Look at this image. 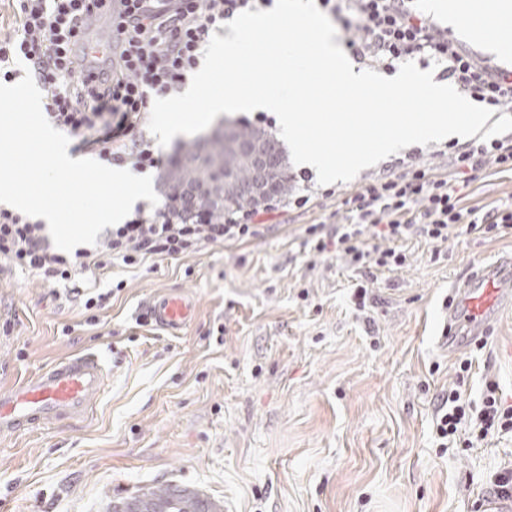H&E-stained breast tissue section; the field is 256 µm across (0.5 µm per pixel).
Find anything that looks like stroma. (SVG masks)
Masks as SVG:
<instances>
[{"label": "stroma", "mask_w": 512, "mask_h": 512, "mask_svg": "<svg viewBox=\"0 0 512 512\" xmlns=\"http://www.w3.org/2000/svg\"><path fill=\"white\" fill-rule=\"evenodd\" d=\"M361 183L336 182L333 196L268 218L249 240L114 266L98 287H125L96 326L40 277L0 275V322H12L1 392L78 351L107 355L109 372L86 418L0 437V512H103L106 498L168 482L224 512H480L494 473L512 466V434L446 450L436 411L455 388L481 401L489 381L512 404V311L487 343L454 356L439 321L451 288L512 255V233L404 241L406 265L369 281L361 310L355 272L303 246L305 226L330 221ZM505 202L510 172L464 200ZM170 290L196 304L176 336L137 315L143 297Z\"/></svg>", "instance_id": "35a3bbf8"}]
</instances>
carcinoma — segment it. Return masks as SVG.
<instances>
[{"label":"carcinoma","mask_w":512,"mask_h":512,"mask_svg":"<svg viewBox=\"0 0 512 512\" xmlns=\"http://www.w3.org/2000/svg\"><path fill=\"white\" fill-rule=\"evenodd\" d=\"M279 180L273 195L285 197L294 190L286 157H281ZM251 167L246 160L224 148H205L199 141H190L182 148L166 171L165 186L176 183L194 191V202L185 208L177 204L181 215L191 217L207 213L212 220L222 221L236 210L254 204L236 194L235 185L248 179ZM153 500L152 512H221V506L197 490L166 483L142 489Z\"/></svg>","instance_id":"1"}]
</instances>
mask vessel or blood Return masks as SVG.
Wrapping results in <instances>:
<instances>
[{
  "mask_svg": "<svg viewBox=\"0 0 512 512\" xmlns=\"http://www.w3.org/2000/svg\"><path fill=\"white\" fill-rule=\"evenodd\" d=\"M507 310H512L511 258L480 266L462 286L452 289L442 328L449 354L483 344ZM194 312L192 301L179 292L156 294L139 305L144 322L173 334L190 323ZM107 378V367L96 354L80 351L62 358L0 393V437L32 430L52 419L84 417Z\"/></svg>",
  "mask_w": 512,
  "mask_h": 512,
  "instance_id": "1",
  "label": "vessel or blood"
}]
</instances>
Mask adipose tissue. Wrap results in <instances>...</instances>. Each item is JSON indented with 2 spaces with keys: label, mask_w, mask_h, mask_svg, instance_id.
Here are the masks:
<instances>
[{
  "label": "adipose tissue",
  "mask_w": 512,
  "mask_h": 512,
  "mask_svg": "<svg viewBox=\"0 0 512 512\" xmlns=\"http://www.w3.org/2000/svg\"><path fill=\"white\" fill-rule=\"evenodd\" d=\"M433 7L447 13L449 24L456 28L493 25L500 36L489 42V50L512 40V0H434Z\"/></svg>",
  "instance_id": "ef3b65f1"
}]
</instances>
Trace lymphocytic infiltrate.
<instances>
[{
	"label": "lymphocytic infiltrate",
	"mask_w": 512,
	"mask_h": 512,
	"mask_svg": "<svg viewBox=\"0 0 512 512\" xmlns=\"http://www.w3.org/2000/svg\"><path fill=\"white\" fill-rule=\"evenodd\" d=\"M14 27L0 38V79L18 75L14 60L26 61L45 98V114L74 141V151L136 173L160 169L163 153L145 132L152 95L182 93L199 68L212 35L245 10L273 7L275 0H11ZM339 21L354 62L395 73L400 63L419 60L439 66L441 78L480 106L512 109V78L488 72L484 61L449 40L448 30L426 15L415 0H317ZM102 7L112 20V66L95 73L85 56L79 19ZM448 171H438L420 152L397 160L342 201L336 225H307L304 243L333 255L362 277L395 272L407 255L402 242L418 237L444 242L450 234L512 230V205L464 206L465 190L488 168L512 172V132L483 140L448 143ZM301 187L260 210H242L216 223L206 216L183 218L169 204L136 206L121 224L105 228L96 244L64 252L52 244L44 224L0 207V274L16 269L40 275L48 284L69 283L105 271L115 262L139 265L151 256L176 258L206 244L257 236L263 212L307 210L314 191L309 172ZM468 438H460L462 426ZM512 433V406L487 383L481 402L459 390L443 396L436 434L447 444L473 447L489 435Z\"/></svg>",
	"instance_id": "obj_1"
}]
</instances>
